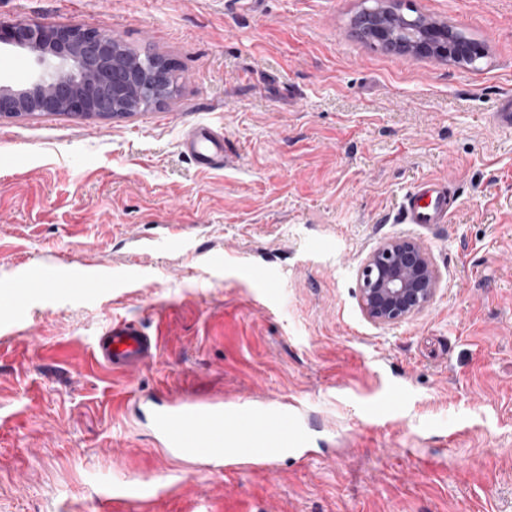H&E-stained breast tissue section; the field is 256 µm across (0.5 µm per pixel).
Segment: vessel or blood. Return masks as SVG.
Masks as SVG:
<instances>
[{"mask_svg": "<svg viewBox=\"0 0 512 512\" xmlns=\"http://www.w3.org/2000/svg\"><path fill=\"white\" fill-rule=\"evenodd\" d=\"M181 148L196 167L222 169L228 165L224 131L209 125L189 127ZM453 183L447 179H423L403 196L400 211L408 224H446L458 204ZM98 278L84 271L53 265L43 268L28 287L69 293L81 288H100ZM157 342L125 321H112L93 338L92 354L97 362L115 370L135 373L148 365ZM148 418L155 438L166 455L198 465L200 469L271 474L282 458L310 457L307 432L297 401L251 399L235 406L223 397L188 399L175 394L148 396ZM117 495L134 504L137 512H148L156 493L151 486L120 485Z\"/></svg>", "mask_w": 512, "mask_h": 512, "instance_id": "b4317fda", "label": "vessel or blood"}]
</instances>
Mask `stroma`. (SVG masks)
I'll list each match as a JSON object with an SVG mask.
<instances>
[{
    "mask_svg": "<svg viewBox=\"0 0 512 512\" xmlns=\"http://www.w3.org/2000/svg\"><path fill=\"white\" fill-rule=\"evenodd\" d=\"M364 0H0V27L77 23L176 68L127 118L0 119V285L70 264L111 287L0 303V512H512V0H392L465 31L476 67L357 38ZM224 130L198 170L186 129ZM422 178L449 223H401ZM412 236L443 280L395 327L357 271ZM128 320L158 341L140 372L96 365ZM288 397L316 456L276 474L194 473L138 421L145 395ZM392 406L383 416L377 403ZM181 148L197 168L202 170L223 169L228 165L224 151V130L210 125L189 127L182 138ZM115 493L134 504L136 511L146 512L157 490L152 486L120 485L115 488Z\"/></svg>",
    "mask_w": 512,
    "mask_h": 512,
    "instance_id": "obj_1",
    "label": "stroma"
}]
</instances>
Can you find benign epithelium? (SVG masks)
Masks as SVG:
<instances>
[{
  "mask_svg": "<svg viewBox=\"0 0 512 512\" xmlns=\"http://www.w3.org/2000/svg\"><path fill=\"white\" fill-rule=\"evenodd\" d=\"M370 39L396 55L455 63L474 62L482 45L458 36L443 23H419L385 9L365 11ZM0 42L31 53L37 74L19 86L0 83V117L127 115L133 99L158 96L173 80L171 65L159 58L131 60L118 39L66 23L44 26L21 19ZM359 306L374 324L394 326L423 313L435 299L442 275L431 251L402 236L380 243L358 269Z\"/></svg>",
  "mask_w": 512,
  "mask_h": 512,
  "instance_id": "obj_1",
  "label": "benign epithelium"
}]
</instances>
